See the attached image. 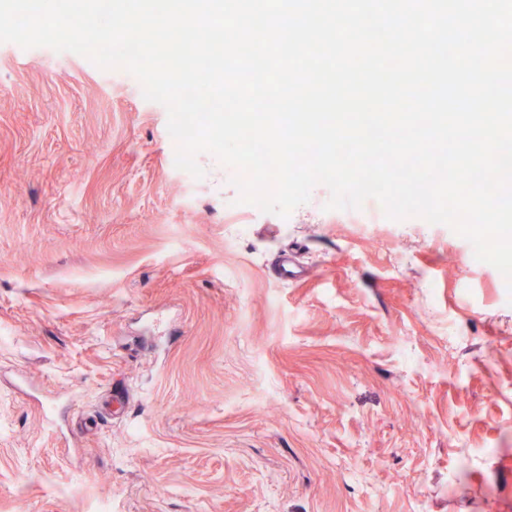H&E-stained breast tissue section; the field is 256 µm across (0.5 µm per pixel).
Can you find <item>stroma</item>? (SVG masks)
Here are the masks:
<instances>
[{"label": "stroma", "instance_id": "stroma-1", "mask_svg": "<svg viewBox=\"0 0 512 512\" xmlns=\"http://www.w3.org/2000/svg\"><path fill=\"white\" fill-rule=\"evenodd\" d=\"M167 120L123 69L0 43V512H512L498 270L321 184L246 210Z\"/></svg>", "mask_w": 512, "mask_h": 512}]
</instances>
